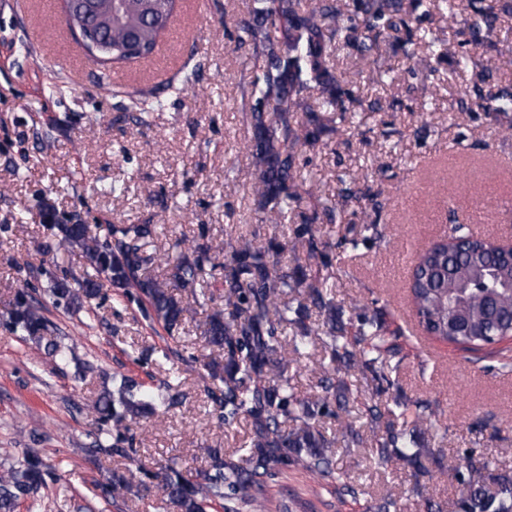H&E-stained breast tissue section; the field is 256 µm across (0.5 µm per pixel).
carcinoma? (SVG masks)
Returning <instances> with one entry per match:
<instances>
[{
  "label": "carcinoma",
  "mask_w": 512,
  "mask_h": 512,
  "mask_svg": "<svg viewBox=\"0 0 512 512\" xmlns=\"http://www.w3.org/2000/svg\"><path fill=\"white\" fill-rule=\"evenodd\" d=\"M456 0H252L250 18L239 27L238 43L253 49L257 73L251 82L246 121L250 130L247 149L257 184L262 224H284L299 219L294 240L263 238L257 232L240 236L221 260L211 256L209 228L198 225L192 238L176 244L168 262L172 273L159 278L143 272L146 240L155 224H64L55 209L43 206L41 224L57 245L81 252L86 261L82 275L47 278L43 289L52 307L74 314L89 307L109 285L125 296L146 304L147 315L161 323L169 335L179 332L193 306L205 309L201 333L206 343L222 351L223 358L202 363L203 391L219 422H244L249 428L244 446L230 453L207 449L205 467L194 471L171 458L156 472L140 465L133 448L131 427L143 425L157 407L176 406L182 398L181 376L169 372L158 393L141 391L128 377L104 389L93 404L97 434L84 449L90 458L100 455L124 460V470L98 484L100 496L117 498L154 484L173 512H244L262 509L258 496L266 493L291 468L317 475L340 498L355 497L350 474L337 466L335 440L322 431L325 417H346L341 425L346 446L364 444L361 427L350 419V403L362 392L336 379V374L359 367L372 369L374 400L364 417L371 433V457L381 466L402 463L414 475L426 471L432 458L448 477L463 488L459 512H512V469L475 460L472 448L447 457L443 449L422 444L426 432L436 429L438 409L419 404L410 416L401 395L386 401L382 393L394 386L392 374L401 358L394 343L400 332L390 329L385 307L377 302L345 313L328 289L331 275L292 270L281 264L286 248L307 244L308 259L324 258L320 231L301 210L308 190L297 183V148L315 149L332 121L346 122L361 109L378 110L348 88L333 55L355 56L366 78L380 84L394 72L382 63V49L412 59L425 43L441 48L432 28L433 17L451 19ZM177 0H112V62L150 58L166 25L155 22L154 12L174 13ZM463 18L455 63L471 71L466 99L460 108L492 116L512 131V86L495 84L497 74L512 66V55L484 57L477 49L489 41L496 23L512 17V0H469ZM318 95L319 107L310 99ZM274 119L267 120V112ZM465 225L456 224L449 239L459 242L448 250L444 241L417 252L409 275L411 303L421 327L431 336L469 348L500 343L512 332V262L493 248V241L468 238ZM222 273L224 306L207 307L193 289L205 266ZM42 301L27 289L17 292L11 309L0 320L8 331L19 332L44 344L57 363L68 359L69 348L51 335L54 323L44 314ZM319 323H309L312 314ZM294 328L291 349L284 333ZM321 345L329 361L318 378L316 399L300 397L288 375L292 365L312 357ZM58 475L41 452L25 451L0 475V512H15L29 500L41 507L47 480ZM369 512H402L395 487L385 488Z\"/></svg>",
  "instance_id": "carcinoma-1"
}]
</instances>
